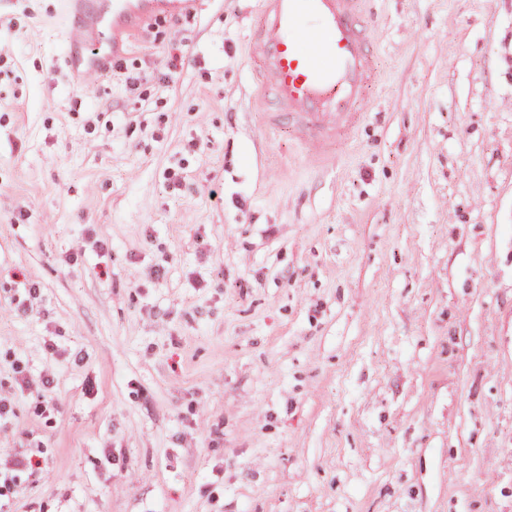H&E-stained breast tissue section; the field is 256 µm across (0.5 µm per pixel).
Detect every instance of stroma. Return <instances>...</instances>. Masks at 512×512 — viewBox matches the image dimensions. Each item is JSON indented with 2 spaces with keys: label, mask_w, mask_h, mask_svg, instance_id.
Instances as JSON below:
<instances>
[{
  "label": "stroma",
  "mask_w": 512,
  "mask_h": 512,
  "mask_svg": "<svg viewBox=\"0 0 512 512\" xmlns=\"http://www.w3.org/2000/svg\"><path fill=\"white\" fill-rule=\"evenodd\" d=\"M366 11L313 166L258 0L157 9L90 97L64 0H0V512H512V0Z\"/></svg>",
  "instance_id": "35a3bbf8"
}]
</instances>
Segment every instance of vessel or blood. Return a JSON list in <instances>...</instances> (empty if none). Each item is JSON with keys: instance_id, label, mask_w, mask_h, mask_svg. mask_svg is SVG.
Segmentation results:
<instances>
[{"instance_id": "b4317fda", "label": "vessel or blood", "mask_w": 512, "mask_h": 512, "mask_svg": "<svg viewBox=\"0 0 512 512\" xmlns=\"http://www.w3.org/2000/svg\"><path fill=\"white\" fill-rule=\"evenodd\" d=\"M253 32L265 92L288 113L308 154L327 157L362 118L366 92L377 81L360 0H261ZM194 0H65L72 20L68 60L79 86L102 74L120 52L119 32L157 8L178 14Z\"/></svg>"}]
</instances>
